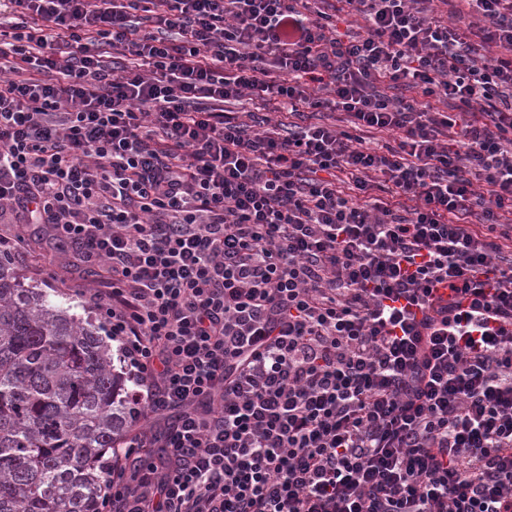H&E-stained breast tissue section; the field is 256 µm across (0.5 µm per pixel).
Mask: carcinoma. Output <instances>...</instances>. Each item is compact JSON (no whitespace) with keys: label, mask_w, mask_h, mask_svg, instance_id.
Segmentation results:
<instances>
[{"label":"carcinoma","mask_w":512,"mask_h":512,"mask_svg":"<svg viewBox=\"0 0 512 512\" xmlns=\"http://www.w3.org/2000/svg\"><path fill=\"white\" fill-rule=\"evenodd\" d=\"M124 394L92 324L23 287L1 256L0 512H99Z\"/></svg>","instance_id":"cac0c4a2"}]
</instances>
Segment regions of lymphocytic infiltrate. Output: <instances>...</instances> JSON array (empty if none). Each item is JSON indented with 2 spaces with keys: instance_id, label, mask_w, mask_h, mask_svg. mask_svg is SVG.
<instances>
[{
  "instance_id": "lymphocytic-infiltrate-1",
  "label": "lymphocytic infiltrate",
  "mask_w": 512,
  "mask_h": 512,
  "mask_svg": "<svg viewBox=\"0 0 512 512\" xmlns=\"http://www.w3.org/2000/svg\"><path fill=\"white\" fill-rule=\"evenodd\" d=\"M328 2L0 0V216L133 384L100 512H512V0Z\"/></svg>"
}]
</instances>
